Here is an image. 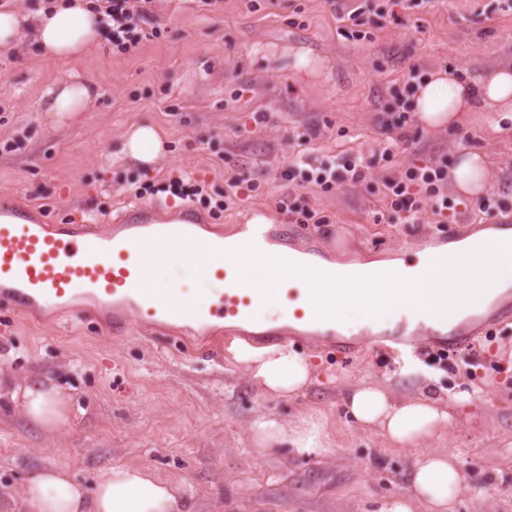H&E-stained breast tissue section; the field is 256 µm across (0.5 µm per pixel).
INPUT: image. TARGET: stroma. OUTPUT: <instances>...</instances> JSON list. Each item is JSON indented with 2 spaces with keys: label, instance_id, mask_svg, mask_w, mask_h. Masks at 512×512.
I'll return each mask as SVG.
<instances>
[{
  "label": "stroma",
  "instance_id": "obj_1",
  "mask_svg": "<svg viewBox=\"0 0 512 512\" xmlns=\"http://www.w3.org/2000/svg\"><path fill=\"white\" fill-rule=\"evenodd\" d=\"M364 6L366 39L346 35L347 13ZM386 0H154L136 48L120 53L110 38L76 60L46 57L30 34L0 48V202L50 225L122 220L131 207L148 218L190 217L203 231H247L246 216L265 209L274 223L290 218L285 197L328 218L306 224L295 250L335 259L338 239L362 261L400 257L402 248L432 243L438 233L483 229L489 216L477 198L449 187L447 218L423 209L417 223L390 221L379 187L413 165L459 151L483 152L489 192L512 222V114L467 113L455 132L428 128L408 115L399 153L370 170L369 183L329 191L282 180L299 154L325 159L369 153L386 139L390 85L410 65L452 69L468 79L512 63V0H422L406 9V25L376 24ZM322 62L308 77L297 55ZM95 84L98 96L76 122L50 124L51 94L70 75ZM153 125L165 149L143 168L122 153L127 133ZM190 176L199 200L180 209L167 186ZM236 196L225 199L230 176ZM281 331L314 372L299 393H266L246 365L224 350L221 327L173 324L112 334L111 320L92 300L70 309L20 312L0 301V512L26 474L67 464L85 486L115 464L144 465L185 483L191 512H379L383 500L412 491V457L378 428L350 419L344 395L361 384L406 399L431 390L451 415L421 446L454 459L463 484L454 512H512V324L479 334L475 361L452 368L363 349L348 362L315 338ZM37 381L60 388L67 421L53 433L31 425L14 400L15 386ZM462 391L471 401H453ZM262 413L293 424H323L330 447L315 457L291 449L260 455L250 425Z\"/></svg>",
  "mask_w": 512,
  "mask_h": 512
}]
</instances>
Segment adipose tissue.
Returning <instances> with one entry per match:
<instances>
[{"mask_svg": "<svg viewBox=\"0 0 512 512\" xmlns=\"http://www.w3.org/2000/svg\"><path fill=\"white\" fill-rule=\"evenodd\" d=\"M32 28L42 52L55 59L79 58L95 47L101 37L100 16L87 0H47L41 7L23 11L0 6V47H13L25 28ZM95 95L89 82L71 75L58 89L48 107L57 124L77 121L88 111ZM413 110L420 123L433 128L459 124L465 113L484 107L488 112H512V66L487 70L469 84L449 70H437L415 88ZM452 180L464 194L476 196L489 185L488 167L482 154L465 150L459 153ZM185 263L205 271L206 255L179 246L159 244L148 256L151 280H159L172 264ZM254 380L271 394L286 397L305 388L310 381L308 360L294 349L273 346L261 351L246 347L237 352ZM28 419L46 431H55L66 420L68 404L60 391L40 384L21 390ZM352 417L365 426H375L395 443L416 445L439 433L450 416L439 399L421 393L406 400H395L384 388L363 384L344 398ZM253 442L268 453L287 445L301 456L325 453L321 424L302 419L288 426L270 414L258 415L250 427ZM462 475L445 455H418L412 472L413 496L395 495L384 500L380 512H412V500L429 505L431 512H452ZM187 488L159 477L148 467L114 465L103 469L93 488H86L69 466L52 464L29 474L14 512H188Z\"/></svg>", "mask_w": 512, "mask_h": 512, "instance_id": "obj_1", "label": "adipose tissue"}]
</instances>
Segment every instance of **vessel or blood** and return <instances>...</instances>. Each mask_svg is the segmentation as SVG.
<instances>
[{"label": "vessel or blood", "instance_id": "1", "mask_svg": "<svg viewBox=\"0 0 512 512\" xmlns=\"http://www.w3.org/2000/svg\"><path fill=\"white\" fill-rule=\"evenodd\" d=\"M124 218L126 233L117 238L108 228L91 232L76 224L53 229L29 219L21 209H4L0 212V293L23 312L42 302L66 305L82 296L94 298L105 310L131 305L138 310L141 325L151 327L177 320H217L239 328L248 321L261 294L243 285L235 267L224 262L222 238L201 243L192 225L159 224L138 209L127 211ZM294 233L291 226L275 230L256 224L236 252L262 255ZM158 243H188L210 258L208 273L223 286L214 291L207 314L197 313L184 299L153 290L146 257ZM405 330V324H398L371 343L394 352L413 350L415 343L405 337ZM430 335L448 353L467 349L474 338L473 331L458 323L431 329Z\"/></svg>", "mask_w": 512, "mask_h": 512}]
</instances>
